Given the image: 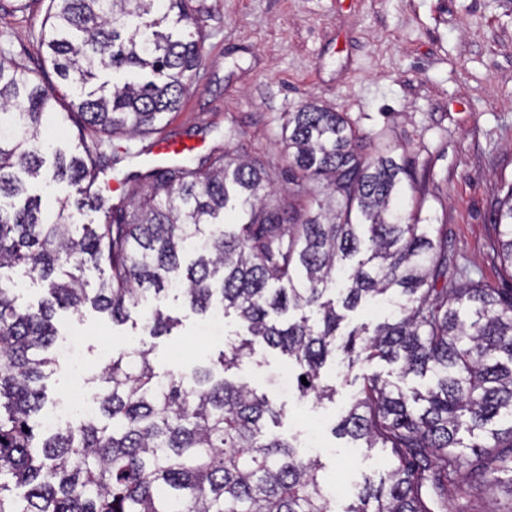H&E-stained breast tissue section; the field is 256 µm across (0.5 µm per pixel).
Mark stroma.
<instances>
[{
	"mask_svg": "<svg viewBox=\"0 0 512 512\" xmlns=\"http://www.w3.org/2000/svg\"><path fill=\"white\" fill-rule=\"evenodd\" d=\"M199 73L178 111L159 135L194 144L193 161L243 146L261 157L285 188L281 124L308 99L345 113L363 133L383 134L396 159L416 170L417 195L435 224L448 228V259L455 280L480 281L512 291V273L498 254L496 203L512 187V0H205ZM48 0H0V47L27 67L43 70L35 36ZM178 318L170 335L116 325L84 310L57 312L60 339L79 357L59 359L45 385L52 417L68 407L74 385L94 394V377L108 363L111 343L150 348L160 379L210 364L235 340L240 325L214 322L167 298ZM398 364L381 359L346 369L327 361L322 383L333 399L300 398L286 356L261 349L229 379L265 394L282 414L274 434L305 444L315 437L321 476L345 512L364 478L391 464L385 448H359L331 428L362 385L377 374L403 389H425L429 378H400Z\"/></svg>",
	"mask_w": 512,
	"mask_h": 512,
	"instance_id": "stroma-1",
	"label": "stroma"
}]
</instances>
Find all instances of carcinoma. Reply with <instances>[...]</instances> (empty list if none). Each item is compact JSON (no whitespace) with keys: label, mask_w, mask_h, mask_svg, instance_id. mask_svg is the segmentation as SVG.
<instances>
[{"label":"carcinoma","mask_w":512,"mask_h":512,"mask_svg":"<svg viewBox=\"0 0 512 512\" xmlns=\"http://www.w3.org/2000/svg\"><path fill=\"white\" fill-rule=\"evenodd\" d=\"M205 11L204 0H50L38 49L63 91L0 50V512H331L319 460L267 430L281 409L224 378L258 347L287 355L319 401L335 394L320 370L337 353L350 368L380 358L403 378H433L407 392L364 377L334 432L390 449L394 465L345 512H440L450 485L456 512H473L475 486L506 494L512 512V294L448 287V232L381 136L313 100L287 113L284 175L288 197L309 202L303 214L275 196L260 158L239 152L117 174L126 193H103L119 160L112 140L153 133L180 107ZM61 94L66 118L91 131L69 155L42 134ZM39 178L70 189L51 219L30 194ZM232 200L248 214L237 230L224 223ZM71 206L106 223L73 224ZM497 214L512 270V185ZM17 268L48 283L35 307L17 304ZM175 284L193 312L219 307L245 328L220 353L221 375L162 384L151 349L119 348L96 377L100 416L36 433L56 311L91 307L124 324L141 309L149 335L163 336L178 320L144 306ZM388 296L394 310L374 328L341 332L345 312ZM496 419L507 431L488 428Z\"/></svg>","instance_id":"carcinoma-1"}]
</instances>
